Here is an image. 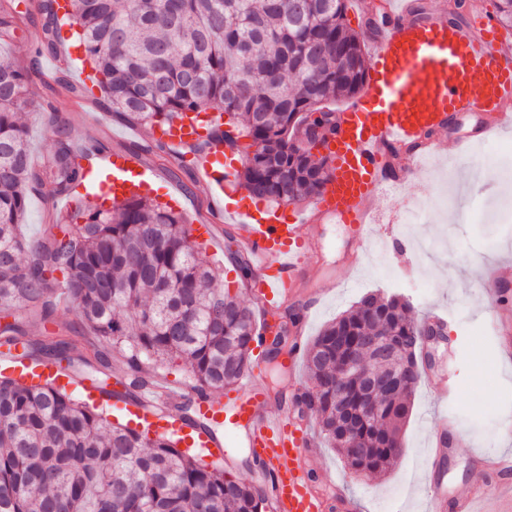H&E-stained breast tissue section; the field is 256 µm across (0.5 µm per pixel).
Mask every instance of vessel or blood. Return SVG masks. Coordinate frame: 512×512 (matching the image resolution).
I'll use <instances>...</instances> for the list:
<instances>
[{"label":"vessel or blood","instance_id":"obj_1","mask_svg":"<svg viewBox=\"0 0 512 512\" xmlns=\"http://www.w3.org/2000/svg\"><path fill=\"white\" fill-rule=\"evenodd\" d=\"M410 8L409 0H385L394 23L375 47L363 97L339 112L336 131L323 145L332 159L330 177L309 207L284 209L259 222L237 166L224 161L223 142H212L197 159L209 200L233 223L255 271L249 288L263 311L255 348L267 347L277 330V309L285 299L297 297L303 286L317 254L316 224L339 220L358 244L371 236L379 221L375 202L388 183V148H411L415 162L430 157L440 145L424 141L425 131L461 112L488 114L493 129L512 126V113L502 107L512 99V43L501 38L495 21L478 13L469 24L454 27L441 13L411 24L402 20ZM476 81L483 86L478 97L469 90ZM153 135L178 150L195 143L201 132L187 120L166 131L154 129ZM84 164L91 182L103 189L110 181L146 173L140 157L129 153L91 154ZM0 371L29 382L56 374L49 361L5 353L0 355ZM181 399L194 403L195 419L175 408ZM98 400L113 404L139 425L163 427L215 461L223 459L228 443H243L274 480L271 512H325L326 498L313 486L308 470L315 451L309 430L274 410L265 382L256 376L222 397L190 387L156 386L133 403L104 392ZM450 427L447 418L439 419L435 446L427 457L432 512L444 506L449 512H474L475 505L490 496L512 497V456L484 452L476 455V467L495 476V483L478 484L465 495L446 499L441 469L453 451Z\"/></svg>","mask_w":512,"mask_h":512}]
</instances>
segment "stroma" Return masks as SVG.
<instances>
[{
    "instance_id": "1",
    "label": "stroma",
    "mask_w": 512,
    "mask_h": 512,
    "mask_svg": "<svg viewBox=\"0 0 512 512\" xmlns=\"http://www.w3.org/2000/svg\"><path fill=\"white\" fill-rule=\"evenodd\" d=\"M14 2L15 29L11 38L0 41V53L13 55L29 69V106L23 116L34 164L46 161L48 138L57 128L66 130L78 147L137 154L149 176L144 194L173 202L183 222H190L208 205L194 166H179L160 152L149 126L126 122L97 108L91 95L78 94L80 69L54 64L56 58L74 53L73 43H65L54 54H36L42 37L40 0ZM486 122L482 113L457 115L454 123L432 134L444 144V154L420 168L395 173L398 192L385 194L376 203L383 220L390 223V233L369 239L358 265L349 260L345 225L332 222L315 229L321 247L308 275L312 288H320L332 274L345 286L322 298L306 326L307 339H314L327 323L368 294H398L410 302L412 318L422 320L431 313L445 317L448 344L438 348L436 358L447 364L458 385L456 397L445 403L437 383L420 381L402 429L403 453L387 473L355 478L335 449L320 445L311 464L314 477L321 485L335 484L337 493L357 499L361 512H425L429 420L440 408H447L460 434L456 451L443 466L448 496L464 492L475 479L474 452H512V440L498 430L502 420L512 418V363H501L494 351L474 355L471 348L489 303L512 314V280L492 300L473 286L484 265L512 263V181L476 173L485 149H512V129L486 139L482 136ZM438 195L447 198V212L436 213L429 224L406 223L410 209ZM70 207L69 199L47 190L31 197L23 234L41 239L57 214Z\"/></svg>"
}]
</instances>
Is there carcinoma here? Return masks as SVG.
I'll list each match as a JSON object with an SVG mask.
<instances>
[{"mask_svg": "<svg viewBox=\"0 0 512 512\" xmlns=\"http://www.w3.org/2000/svg\"><path fill=\"white\" fill-rule=\"evenodd\" d=\"M73 43L95 71L102 106L154 126L188 112H222L224 140L254 153L240 179L254 198L302 202L329 176L328 157L308 148L313 125L328 124V104L366 85L359 35L346 0H69ZM304 14L291 26L288 14ZM37 54L62 40L56 0H41ZM15 8L0 4V39L11 37ZM28 71L0 56V347L45 358L107 391L112 355L122 353L128 382L111 394L132 401L162 369L185 366L192 386L224 393L255 368L251 344L257 308L239 299L212 266L192 225L172 209L133 194L110 204L95 192L76 198L31 243L19 232L29 198L44 185L70 198L84 182L83 153L60 129L48 164L33 166L27 126ZM84 327L102 339L75 359L66 327L54 321L59 293ZM24 307L28 322L11 321ZM398 295L370 294L326 325L308 345L306 369L317 407L313 422L349 469L385 472L403 451L401 429L421 378L417 354L403 342L420 323ZM43 339H28L27 323ZM387 337L394 357L368 364L404 383L364 405V384L336 371L360 356L359 342ZM293 347L281 325L265 357ZM273 490L240 481L222 462L207 464L176 440L110 421L97 407L51 380L0 377V512H264Z\"/></svg>", "mask_w": 512, "mask_h": 512, "instance_id": "1", "label": "carcinoma"}]
</instances>
